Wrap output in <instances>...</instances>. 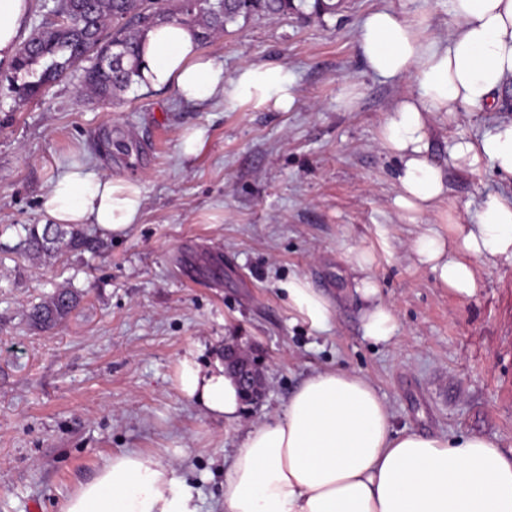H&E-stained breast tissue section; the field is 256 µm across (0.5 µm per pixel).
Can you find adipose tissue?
Here are the masks:
<instances>
[{
	"mask_svg": "<svg viewBox=\"0 0 512 512\" xmlns=\"http://www.w3.org/2000/svg\"><path fill=\"white\" fill-rule=\"evenodd\" d=\"M452 32L430 40L421 22L394 9L365 19L360 48L373 74L412 77L380 129L384 149L402 164L394 206L407 219L431 210L445 194L444 175L429 158L434 115L493 109L512 82V0H449ZM31 0H0V60L14 56ZM134 80L145 90L170 88L190 103L229 102L287 112L297 100L296 76L285 65L246 64L233 77L204 55L192 29L169 21L142 39ZM455 165L490 163L512 177V121L480 141H456ZM144 205L139 180L115 179L73 162L50 183L43 207L55 224H91L103 235L125 233ZM417 262L460 296L476 288L475 258L512 266V199L487 193L476 223L451 233L427 227L411 243ZM372 259L352 261L355 291L365 303L363 331L387 340L392 308L370 275ZM289 308L318 328L335 316L332 300L294 278L284 286ZM182 394L233 425L241 396L224 368L203 371L193 356L180 362ZM61 512H199L194 489L162 455L119 452L65 500ZM224 512H512V456L479 436L395 431L393 413L366 376L324 369L308 376L283 414L249 429L224 483Z\"/></svg>",
	"mask_w": 512,
	"mask_h": 512,
	"instance_id": "1",
	"label": "adipose tissue"
}]
</instances>
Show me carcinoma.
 <instances>
[{
    "label": "carcinoma",
    "mask_w": 512,
    "mask_h": 512,
    "mask_svg": "<svg viewBox=\"0 0 512 512\" xmlns=\"http://www.w3.org/2000/svg\"><path fill=\"white\" fill-rule=\"evenodd\" d=\"M146 0H58L56 14L68 19V24L54 22L34 31L29 41H37L31 50H17L13 70L24 73L30 80L12 86L18 97L26 100L41 97L47 88L83 62L90 49L82 34L90 24L101 44L117 47L120 58L116 67L100 68L94 64L83 69L82 87L106 100L124 91L132 83L135 57L141 34L149 27L176 20L197 30L199 43L208 44L210 38L226 29L239 18L255 14L280 16L297 10L295 0H174L172 12L147 13L141 5ZM41 66L36 70L35 66ZM67 240L74 251L89 247L88 239L78 230L65 232L50 226L38 233H30L28 246L51 255L55 244ZM77 304L76 295L69 289L55 293L47 302L33 308L31 320L40 326L54 325L64 320Z\"/></svg>",
    "instance_id": "cac0c4a2"
}]
</instances>
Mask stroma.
<instances>
[{"mask_svg": "<svg viewBox=\"0 0 512 512\" xmlns=\"http://www.w3.org/2000/svg\"><path fill=\"white\" fill-rule=\"evenodd\" d=\"M313 3L238 19L203 47L228 77L251 63L291 68L288 112L134 86L103 100L81 90L77 70L23 101L11 90L23 74L0 65V512H60L103 458L132 450L170 459L212 512L245 431L322 369L370 378L395 429L477 435L512 451V267L475 259L476 289L459 297L410 252L426 225L476 223L484 194L512 198L511 178L448 159L456 139L512 119V84L492 111L435 119L431 153L448 193L407 221L392 203L399 163L378 134L411 83L368 70L361 28L391 8L444 39L448 0H336L331 14ZM345 82L357 87L349 109L338 99ZM192 129L203 146L186 158L180 137ZM72 161L139 179L140 219L119 237L83 225L89 249L35 256L23 242L48 225L43 199ZM359 250L396 316L385 342L363 334L350 265ZM293 277L333 300L326 328L288 308L281 285ZM59 288L77 293L76 309L35 326L30 309ZM228 345L265 382L232 427L178 385L185 355L207 368Z\"/></svg>", "mask_w": 512, "mask_h": 512, "instance_id": "obj_1", "label": "stroma"}]
</instances>
